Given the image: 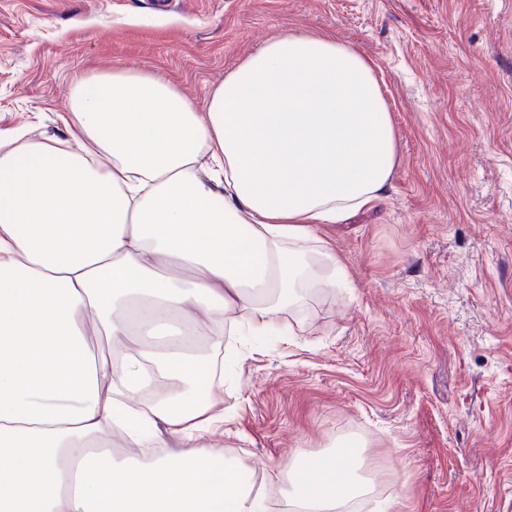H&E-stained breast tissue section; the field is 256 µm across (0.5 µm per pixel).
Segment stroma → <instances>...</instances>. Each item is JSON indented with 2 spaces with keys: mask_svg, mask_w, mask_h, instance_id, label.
<instances>
[{
  "mask_svg": "<svg viewBox=\"0 0 512 512\" xmlns=\"http://www.w3.org/2000/svg\"><path fill=\"white\" fill-rule=\"evenodd\" d=\"M0 0V138H69L71 94L122 67L205 104L269 39L369 60L397 131L383 196L322 224L348 271L276 334L238 335L200 444L259 482L364 445L360 512H512V0Z\"/></svg>",
  "mask_w": 512,
  "mask_h": 512,
  "instance_id": "obj_1",
  "label": "stroma"
}]
</instances>
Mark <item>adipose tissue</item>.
Returning <instances> with one entry per match:
<instances>
[{
    "label": "adipose tissue",
    "instance_id": "obj_1",
    "mask_svg": "<svg viewBox=\"0 0 512 512\" xmlns=\"http://www.w3.org/2000/svg\"><path fill=\"white\" fill-rule=\"evenodd\" d=\"M86 146L0 152V512H268L247 472L197 447L211 344L278 327L301 290L344 268L315 227L385 192L396 134L371 66L330 34L265 43L205 106L118 70L81 81ZM105 337L94 355L88 334ZM168 397L134 409L143 365ZM157 449L116 458L113 429ZM177 450H169L170 441ZM359 445L296 455L269 474L288 512H344L368 495Z\"/></svg>",
    "mask_w": 512,
    "mask_h": 512
}]
</instances>
